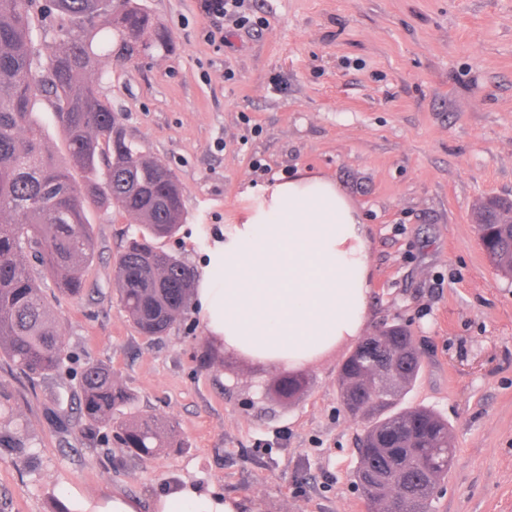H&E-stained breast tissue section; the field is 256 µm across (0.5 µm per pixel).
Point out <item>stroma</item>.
<instances>
[{
  "label": "stroma",
  "mask_w": 512,
  "mask_h": 512,
  "mask_svg": "<svg viewBox=\"0 0 512 512\" xmlns=\"http://www.w3.org/2000/svg\"><path fill=\"white\" fill-rule=\"evenodd\" d=\"M240 2L241 25L201 0H141L166 47L99 67L127 139L183 189L184 220L158 247L201 269L224 228L260 204L247 186L334 180L365 217V332L409 331L422 370L402 405L435 410L454 437L435 512H512V278L472 217L481 199H512V0ZM36 110L46 149L70 167L52 99ZM85 213L95 248L80 297L29 268L68 348L111 367L130 412L172 420L176 445L140 460L105 429L82 439L68 370L31 375L0 354V512H55L75 492L135 497L151 512L159 490L190 475L263 512H365L363 425L337 386L353 344L303 368L298 400L264 397L276 371L225 350L196 309L161 337L133 326L115 261L136 222L94 203Z\"/></svg>",
  "instance_id": "35a3bbf8"
}]
</instances>
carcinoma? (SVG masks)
I'll return each mask as SVG.
<instances>
[{
  "instance_id": "carcinoma-1",
  "label": "carcinoma",
  "mask_w": 512,
  "mask_h": 512,
  "mask_svg": "<svg viewBox=\"0 0 512 512\" xmlns=\"http://www.w3.org/2000/svg\"><path fill=\"white\" fill-rule=\"evenodd\" d=\"M33 0H0V353L21 371L48 375L70 353L26 258L33 256L59 291L78 297L94 254L85 204L98 201L136 217L142 227L115 262L119 302L145 336H161L192 300L195 271L155 246L182 223V190L160 161L128 141L119 118L98 93L92 73L102 59L125 60L154 28L139 0H51L59 51L43 61L30 28ZM53 97L82 184L46 150L34 118L39 97ZM496 268L512 277V229L477 225ZM374 355L350 354L338 370V391L349 415L365 423L358 448L357 485L372 512H384L382 491L402 499V512H433L436 489L448 475L455 448L448 422L427 407L399 408L421 372L410 358L409 332L389 325L375 336ZM385 356L401 378L373 394L375 361ZM300 375L280 380L279 394L298 395ZM130 393L95 361L78 378V411L85 424L115 432L121 447L144 459L173 442L174 426L156 417H121ZM388 440L402 449L381 461L371 448Z\"/></svg>"
}]
</instances>
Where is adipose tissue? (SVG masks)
<instances>
[{"mask_svg": "<svg viewBox=\"0 0 512 512\" xmlns=\"http://www.w3.org/2000/svg\"><path fill=\"white\" fill-rule=\"evenodd\" d=\"M363 216L333 181L275 183L264 203L225 232L209 257L197 303L225 349L277 371L302 369L365 327L372 285ZM154 512H262L215 482L167 486Z\"/></svg>", "mask_w": 512, "mask_h": 512, "instance_id": "ef3b65f1", "label": "adipose tissue"}]
</instances>
